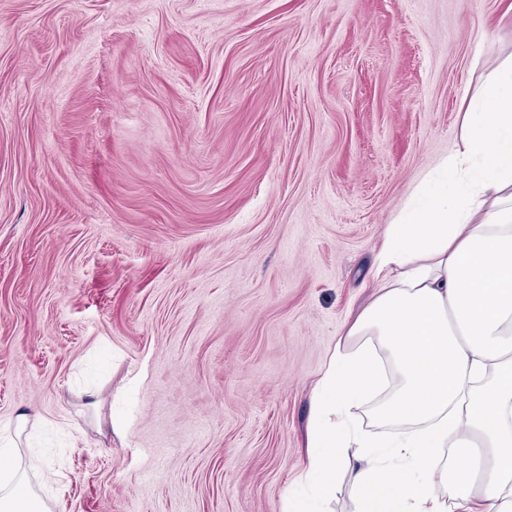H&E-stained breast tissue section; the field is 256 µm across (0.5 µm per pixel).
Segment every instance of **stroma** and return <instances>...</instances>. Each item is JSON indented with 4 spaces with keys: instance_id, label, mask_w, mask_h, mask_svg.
Returning a JSON list of instances; mask_svg holds the SVG:
<instances>
[{
    "instance_id": "stroma-1",
    "label": "stroma",
    "mask_w": 512,
    "mask_h": 512,
    "mask_svg": "<svg viewBox=\"0 0 512 512\" xmlns=\"http://www.w3.org/2000/svg\"><path fill=\"white\" fill-rule=\"evenodd\" d=\"M509 60L512 0H0V426L46 421L54 512H284L383 230Z\"/></svg>"
}]
</instances>
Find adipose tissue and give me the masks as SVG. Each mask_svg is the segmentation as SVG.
Returning a JSON list of instances; mask_svg holds the SVG:
<instances>
[{
	"label": "adipose tissue",
	"mask_w": 512,
	"mask_h": 512,
	"mask_svg": "<svg viewBox=\"0 0 512 512\" xmlns=\"http://www.w3.org/2000/svg\"><path fill=\"white\" fill-rule=\"evenodd\" d=\"M370 276L315 383L288 512H323L346 480L354 512H512V61L387 224ZM362 409L398 434L361 431ZM41 424L0 428V512H50L58 472L16 450Z\"/></svg>",
	"instance_id": "1"
}]
</instances>
